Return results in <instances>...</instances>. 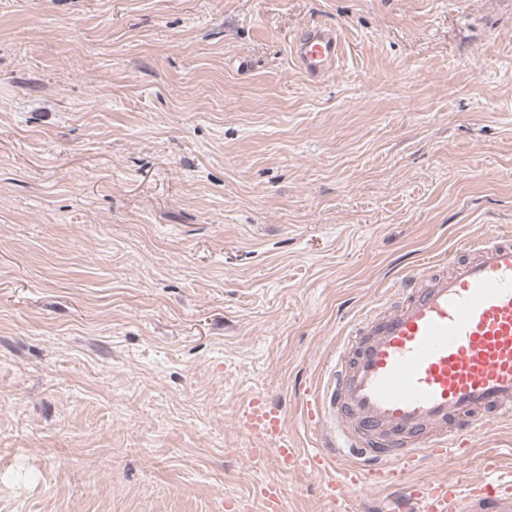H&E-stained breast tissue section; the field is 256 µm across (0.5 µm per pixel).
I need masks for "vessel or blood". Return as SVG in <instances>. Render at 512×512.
<instances>
[{"label": "vessel or blood", "mask_w": 512, "mask_h": 512, "mask_svg": "<svg viewBox=\"0 0 512 512\" xmlns=\"http://www.w3.org/2000/svg\"><path fill=\"white\" fill-rule=\"evenodd\" d=\"M294 58L318 84L336 68L337 31L307 27ZM452 270L404 278L389 302L362 313L306 402L322 439L300 447L278 408L250 400L245 424L267 439L281 474L324 481L329 512L349 493L394 487L382 512H512V468L490 462L482 479L408 483L418 462L461 455L474 435L512 424V235L476 240Z\"/></svg>", "instance_id": "b4317fda"}]
</instances>
